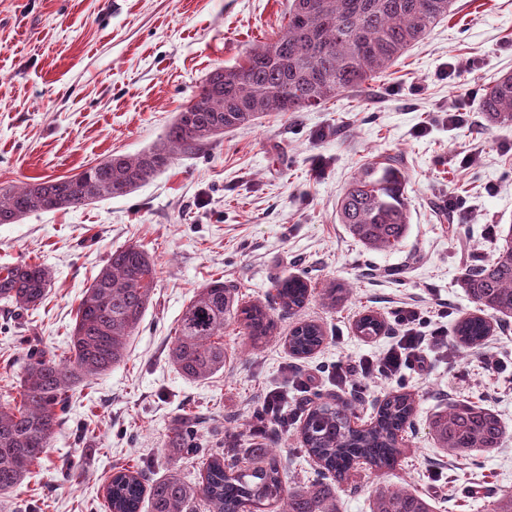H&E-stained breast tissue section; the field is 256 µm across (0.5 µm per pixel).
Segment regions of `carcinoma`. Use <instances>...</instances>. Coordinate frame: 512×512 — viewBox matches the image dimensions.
Here are the masks:
<instances>
[{
    "mask_svg": "<svg viewBox=\"0 0 512 512\" xmlns=\"http://www.w3.org/2000/svg\"><path fill=\"white\" fill-rule=\"evenodd\" d=\"M454 0H290L288 26L276 40L252 46L243 60L212 70L195 97L177 112L165 141L129 156L111 154L80 173L22 182L0 192V224L29 214L80 207L126 196L166 170L179 151H200L226 131L255 124L272 113L318 107L344 90L363 89L392 67L453 12ZM478 109L487 122L512 124V73L484 88ZM406 176L397 161L365 168L353 177L336 204L347 233L365 249L386 252L400 246L410 226ZM501 245L492 257L470 264L459 286L477 305L506 320L512 317V224L499 227ZM50 271L40 264L0 268V302L17 311L39 305L50 287ZM156 268L138 245L114 251L86 289L68 336L69 356L33 350L23 369L20 400L0 402V495L16 490L46 457L63 421L73 387L124 361L131 336L153 301ZM283 307L300 308L308 299L303 280L275 285ZM244 321L261 339L274 327L266 310L240 304L236 289L211 280L194 291L178 320L168 360L187 380H203L224 370V325ZM481 316L462 319L459 339L478 345L490 334ZM323 340L313 323L295 327L290 352L308 357ZM415 400L396 391L385 397L367 428L352 426V403L323 401L305 416L303 446L323 470L341 479L359 462L381 473L394 469L405 449L400 437L410 424ZM440 447L456 457L498 447L505 426L491 410L451 402L431 422ZM193 447L192 430L175 420L168 436L173 458ZM336 485L316 479L289 488L281 476L277 449L256 442L242 458L212 455L202 480L188 483L176 470L144 487L141 475L119 470L108 482L107 512H338ZM371 512H434L430 499L401 486L375 490Z\"/></svg>",
    "mask_w": 512,
    "mask_h": 512,
    "instance_id": "obj_1",
    "label": "carcinoma"
}]
</instances>
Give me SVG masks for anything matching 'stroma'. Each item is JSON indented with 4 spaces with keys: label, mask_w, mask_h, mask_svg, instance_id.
Returning a JSON list of instances; mask_svg holds the SVG:
<instances>
[{
    "label": "stroma",
    "mask_w": 512,
    "mask_h": 512,
    "mask_svg": "<svg viewBox=\"0 0 512 512\" xmlns=\"http://www.w3.org/2000/svg\"><path fill=\"white\" fill-rule=\"evenodd\" d=\"M287 25L288 0H0V191L160 144L209 72ZM506 71L512 0H456L453 15L365 89L225 133L127 196L0 224V267L52 272L38 308L17 316L0 306V401L17 396L31 347L66 350L82 293L112 252L140 245L157 271L153 303L124 361L75 387L42 466L0 496V512H103L106 484L120 468L158 478L174 467L199 482L208 456L252 447L247 424L273 389L296 411L288 430L274 434L288 486L320 476L299 435L317 398L354 400L360 428L403 389L417 408L400 466L379 477L355 465L337 486L339 512H370L380 483L408 485L435 512H491L496 494L512 493V319L487 315L491 333L477 348L454 330L478 311L458 279L474 258L492 255L499 225L512 221V126L485 121L464 91L483 90ZM452 106L468 114L454 129ZM471 151L475 164H462ZM392 158L407 179L410 230L398 249L369 251L338 223L336 202L355 174ZM452 199L464 209L449 211ZM291 277L309 291L294 310L274 287ZM217 278L238 288L243 304L265 306L275 329L257 340L231 321L223 371L189 381L167 353L195 289ZM339 286L350 296L323 304L325 290ZM411 300L447 305V349L428 348L424 367L397 381L359 374L338 384L337 368L383 356L397 333L394 312ZM367 314L383 323L378 336L357 332ZM301 322L324 334L304 359L288 350ZM494 363L504 372L492 373ZM297 372L309 392L297 390ZM451 402L495 412L507 428L499 447L468 459L438 448L428 423ZM181 416L195 419L196 441L175 460L168 433Z\"/></svg>",
    "instance_id": "stroma-1"
}]
</instances>
